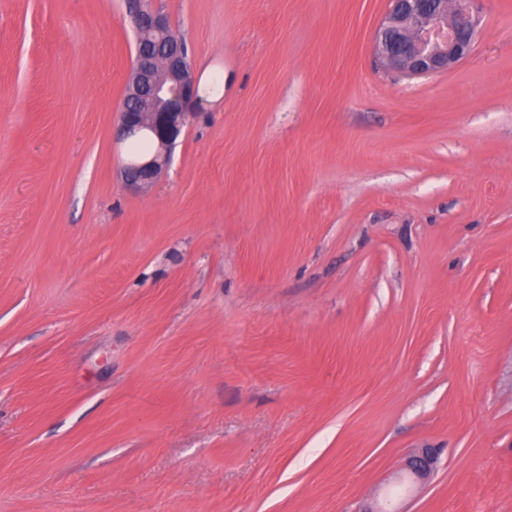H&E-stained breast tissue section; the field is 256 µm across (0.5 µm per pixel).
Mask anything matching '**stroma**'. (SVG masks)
<instances>
[{"label":"stroma","instance_id":"stroma-1","mask_svg":"<svg viewBox=\"0 0 512 512\" xmlns=\"http://www.w3.org/2000/svg\"><path fill=\"white\" fill-rule=\"evenodd\" d=\"M152 5L226 80L134 192L125 0H0V512H512V0ZM478 0H390L373 38V52L389 72L421 77L467 58L481 22ZM437 460L435 448H421L408 458L406 466L414 478L427 481L435 471Z\"/></svg>","mask_w":512,"mask_h":512}]
</instances>
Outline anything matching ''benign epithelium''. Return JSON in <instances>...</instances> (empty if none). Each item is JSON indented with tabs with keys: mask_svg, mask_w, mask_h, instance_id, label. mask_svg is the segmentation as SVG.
Wrapping results in <instances>:
<instances>
[{
	"mask_svg": "<svg viewBox=\"0 0 512 512\" xmlns=\"http://www.w3.org/2000/svg\"><path fill=\"white\" fill-rule=\"evenodd\" d=\"M477 0H390L373 38V52L389 72L421 77L446 71L467 58L481 22ZM135 34V55L125 86L119 139L145 133L156 150L122 168L127 187L150 188L170 161L201 98L191 61L168 18L150 0H127ZM438 454L422 448L406 463L421 481L433 475Z\"/></svg>",
	"mask_w": 512,
	"mask_h": 512,
	"instance_id": "7a95c632",
	"label": "benign epithelium"
}]
</instances>
